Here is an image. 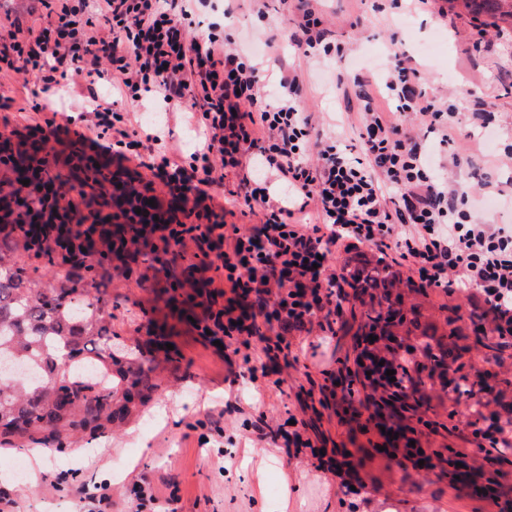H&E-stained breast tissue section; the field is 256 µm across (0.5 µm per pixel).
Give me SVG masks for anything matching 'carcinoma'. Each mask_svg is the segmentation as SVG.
I'll return each mask as SVG.
<instances>
[{
  "label": "carcinoma",
  "instance_id": "obj_1",
  "mask_svg": "<svg viewBox=\"0 0 512 512\" xmlns=\"http://www.w3.org/2000/svg\"><path fill=\"white\" fill-rule=\"evenodd\" d=\"M472 17L491 25L512 23V0H463ZM33 250L47 260L67 251L64 238L43 228L32 238ZM350 281L352 313L347 331L362 343L373 335L380 339L422 336L416 349L429 362L428 376H443L448 351L427 338L435 329L393 309L401 300V287L412 288L380 257L361 255L342 266ZM90 280L58 288L32 287L26 269L0 253V357L24 362L39 382L34 386L21 377L0 376V419L20 425L0 436L10 443L35 439L48 433L54 438L89 430L97 432L122 422L150 400L157 384L149 360L124 353L112 344L107 315L95 302ZM55 378L71 385L61 397L47 383Z\"/></svg>",
  "mask_w": 512,
  "mask_h": 512
}]
</instances>
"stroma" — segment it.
<instances>
[{
    "mask_svg": "<svg viewBox=\"0 0 512 512\" xmlns=\"http://www.w3.org/2000/svg\"><path fill=\"white\" fill-rule=\"evenodd\" d=\"M267 13L259 15L253 0H208L197 19L202 24L223 22L225 13L237 18L231 35L237 40L272 34L291 36L294 22L283 16L279 0H266ZM325 38L344 47L343 56L323 63L302 60L307 71L305 107L318 113L324 134H337L354 143L348 112L356 100L345 94L356 85L361 91L383 89L393 46L417 53L422 42L435 41L439 53L423 59L424 82L435 94L450 92L460 111L474 97H483L495 114L503 145L512 144V26L487 28L490 48L477 50L473 22L462 0H434L429 9L408 12L395 0H323ZM469 166L452 169L448 178L477 199L478 217L492 224H512V202H497L495 209L480 203L479 186L490 177L504 192L512 193V166L495 164L478 147L469 150ZM13 254L42 287L77 282L82 266L56 261L47 265L33 257L20 237H12ZM195 258L173 260L157 251L152 240L113 254L95 267L96 281L109 303L114 338L129 347L150 350V340L165 329L169 353L151 352L158 368L151 400L124 423L101 436L70 440L65 446L45 440L20 448L0 447V489L15 501L14 512H87V490L107 487L112 512H137L131 490L146 480L157 497L158 512H271L270 496L288 499V512H483L472 483L461 489L448 485L447 465L409 473L383 453L385 444L363 421L339 418L333 410L307 412L306 421L323 433L337 459H348L354 482L364 483L361 495L341 488L340 481L321 471L307 455L288 456L284 449L258 438L259 429L283 423L297 410V385L322 382L323 374L353 358L354 338L337 334L331 343L320 331L293 332L295 367L276 366L281 387L269 388L256 398L245 376L247 367L233 348H220L199 336L194 322L204 309L186 288L189 280L204 282ZM418 320L437 326L439 333L456 328L448 343V376L429 389V407L423 418L434 426L429 444L434 448L465 447L460 436L448 433L451 381H482L500 414L512 412V345L489 351L473 344V326L465 301L437 291L412 294ZM28 463V477L13 475L16 458Z\"/></svg>",
    "mask_w": 512,
    "mask_h": 512,
    "instance_id": "obj_1",
    "label": "stroma"
}]
</instances>
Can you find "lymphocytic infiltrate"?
Returning <instances> with one entry per match:
<instances>
[{"instance_id": "obj_1", "label": "lymphocytic infiltrate", "mask_w": 512, "mask_h": 512, "mask_svg": "<svg viewBox=\"0 0 512 512\" xmlns=\"http://www.w3.org/2000/svg\"><path fill=\"white\" fill-rule=\"evenodd\" d=\"M44 21L0 27V78L24 75L33 97L55 107L64 88L108 84L111 99L77 101L86 125L74 132L44 118L17 136L0 126V169L12 168L15 153L26 154L28 186L0 194V223L21 228L54 225L71 241L85 225L126 224L134 239L157 237L170 252L193 242L204 270L219 273L231 292L226 305H206L198 333L239 347L259 340L263 357L292 365L288 333L318 324L335 336L343 313L346 281L330 265L342 249L368 245L409 272L411 282L466 297L484 309L492 338L512 343V225L489 224L472 212L467 192L448 183V168L463 158L442 153L460 121L448 97L429 93L415 57L396 52L385 82L387 109L371 94L359 97V152L336 135L326 136L312 113L301 107L306 75L295 65L268 87L252 53L225 35L218 23L194 34L196 0H37ZM315 0H296L295 38L302 56L318 60L333 48L324 41ZM141 107L156 102L169 116H181L202 133L190 156L177 153L160 133L133 125L116 100ZM424 117L438 142L427 149L402 124V116ZM108 155L160 172L176 209L142 214L146 192L125 182L105 185L96 156ZM241 172L232 195L247 209L262 207L254 233L224 221L210 189L215 166ZM286 185L290 205L271 200ZM392 368L413 367L399 383L371 372L364 406L407 405L420 391L419 364L409 347L391 349ZM489 401L469 413L467 441L476 453L512 454V417L480 428ZM272 443L295 453L310 451L319 468L346 478L348 471L299 419L291 431L270 430Z\"/></svg>"}]
</instances>
